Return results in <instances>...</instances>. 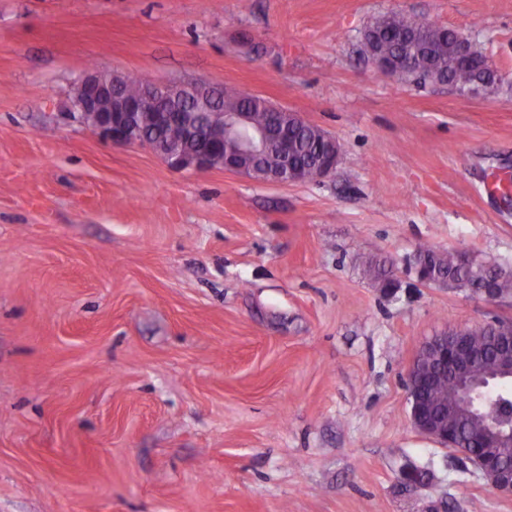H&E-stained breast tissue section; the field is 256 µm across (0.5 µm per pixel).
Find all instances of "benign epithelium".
Masks as SVG:
<instances>
[{
    "label": "benign epithelium",
    "instance_id": "benign-epithelium-1",
    "mask_svg": "<svg viewBox=\"0 0 512 512\" xmlns=\"http://www.w3.org/2000/svg\"><path fill=\"white\" fill-rule=\"evenodd\" d=\"M457 39L462 47L459 56L462 66L500 74L485 55H477L470 50L471 41L467 36L459 34ZM125 82L126 77L110 70L98 67L87 70L74 88L73 117L93 129L105 142L127 146L141 143L137 129L140 112L151 108L155 111L157 123L164 124L171 120L172 115V110L164 106V100L194 97L197 108L209 113L210 137L191 152L175 144L154 148V152L171 168L198 171L222 168L262 183L292 184L305 180L298 170L275 174L261 170L259 164L271 139L282 140L286 128L281 119L301 123L303 119L298 113L276 106L258 95L248 97L234 109L217 108L212 104V87L202 84L177 86L154 83L140 99L131 100L124 91ZM255 109L274 113V121L262 127L255 125L252 115ZM321 136L328 148L317 159L319 179L334 172L341 155L340 145L334 137L326 132ZM496 350L498 358L495 365L489 370H482L471 355L463 332L430 341L423 354L416 356L409 371L415 380V385L408 387L410 419L417 431L470 458V463L493 490L502 495H512V464L494 452L496 448L512 447V398L485 422L483 440L489 451L480 458L469 457L461 447L459 433L449 427L441 415L422 407L416 398V387L426 383L432 373L441 368L448 370V377L457 383L456 398L448 403L450 411L460 403L471 408L485 393L502 389L506 383L512 386V335L499 337Z\"/></svg>",
    "mask_w": 512,
    "mask_h": 512
}]
</instances>
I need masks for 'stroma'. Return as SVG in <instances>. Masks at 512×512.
<instances>
[{"instance_id": "obj_1", "label": "stroma", "mask_w": 512, "mask_h": 512, "mask_svg": "<svg viewBox=\"0 0 512 512\" xmlns=\"http://www.w3.org/2000/svg\"><path fill=\"white\" fill-rule=\"evenodd\" d=\"M391 12L503 83L377 76L362 34ZM94 64L262 95L341 161L274 185L112 147L68 117ZM493 175L512 186V0H0V512H512L413 428L405 383L431 336L512 320V295L416 273L423 242L512 268Z\"/></svg>"}]
</instances>
